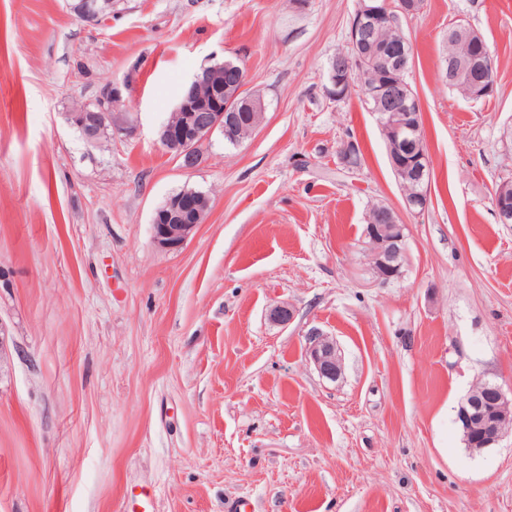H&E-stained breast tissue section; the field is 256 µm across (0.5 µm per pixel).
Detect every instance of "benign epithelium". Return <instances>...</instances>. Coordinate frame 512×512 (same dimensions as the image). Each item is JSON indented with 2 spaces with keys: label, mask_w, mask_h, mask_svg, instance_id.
<instances>
[{
  "label": "benign epithelium",
  "mask_w": 512,
  "mask_h": 512,
  "mask_svg": "<svg viewBox=\"0 0 512 512\" xmlns=\"http://www.w3.org/2000/svg\"><path fill=\"white\" fill-rule=\"evenodd\" d=\"M392 7L391 0H359L350 24V44L355 47L358 42L375 35ZM110 9L111 0H78L70 5L71 15L87 24L99 23ZM485 56L486 41L475 32L468 38L466 55L452 66L459 70L467 67L477 69ZM405 62L406 56L403 54L398 58L386 54L374 58L377 69L399 71L404 68ZM327 79L329 87L326 92L332 100L337 102L348 96L349 91L353 90V82L347 57L338 54L329 60ZM191 84L195 88L206 86L221 90L228 95V100L238 98L253 112L243 115L226 107L201 112L193 108L194 101L190 98L179 102L159 127L158 140L186 171L200 165L202 156L199 146L214 133L220 132L233 139L246 124L257 129L261 117V113L255 111L259 104L244 94L246 76L237 66L228 65L224 71L204 67L193 75ZM126 89V79L109 84L99 96L95 108L69 113L70 122L89 142L97 141L109 131L131 136L133 120L126 109ZM372 94L376 100L383 102L378 111L379 123L386 129L388 141L394 147V152L389 154L393 174L398 182L412 186V190L404 195L405 207L419 214L429 204L431 170L418 98L410 83L400 78L379 85L372 89ZM494 203L498 222L512 224V200L497 194ZM209 205V197L194 190L169 196L154 212L153 241L166 251L181 250L200 225L199 221L188 219L187 213L199 216L208 210ZM380 218L386 223L378 224L371 217H366V246L372 248L370 261L376 282L387 284L407 260L406 225L400 223L398 214L392 208ZM294 317V309L286 303L277 304L268 312L269 321L279 326L290 324ZM305 355L320 378L335 383L343 377L344 365L334 337L319 330L310 332ZM511 392L498 383L486 381L481 390L472 389L459 400L456 420L461 423L465 433H470V428L475 425L480 429L479 435L469 442L470 450L481 451L491 447L512 432L511 428L504 429L505 424L512 423V410L509 409L512 399L508 397Z\"/></svg>",
  "instance_id": "benign-epithelium-1"
}]
</instances>
